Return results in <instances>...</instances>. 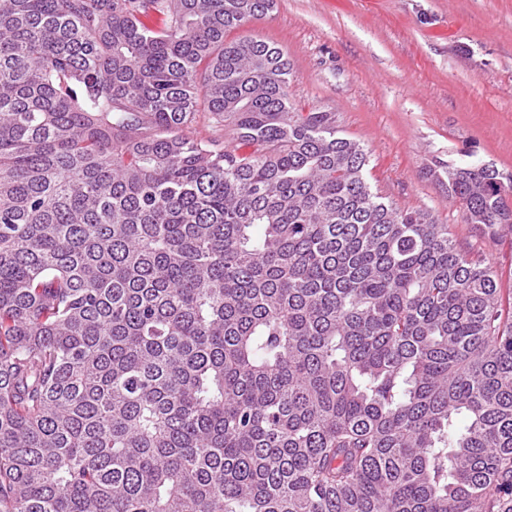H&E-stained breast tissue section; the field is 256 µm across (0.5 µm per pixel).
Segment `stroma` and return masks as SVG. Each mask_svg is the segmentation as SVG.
Wrapping results in <instances>:
<instances>
[{
  "label": "stroma",
  "mask_w": 512,
  "mask_h": 512,
  "mask_svg": "<svg viewBox=\"0 0 512 512\" xmlns=\"http://www.w3.org/2000/svg\"><path fill=\"white\" fill-rule=\"evenodd\" d=\"M240 32L279 47L291 101L335 111L371 154V185L438 216L512 301V236L483 237L427 175L471 158L512 174V0H278Z\"/></svg>",
  "instance_id": "stroma-1"
}]
</instances>
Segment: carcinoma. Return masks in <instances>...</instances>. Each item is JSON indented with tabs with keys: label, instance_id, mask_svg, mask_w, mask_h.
Here are the masks:
<instances>
[{
	"label": "carcinoma",
	"instance_id": "carcinoma-1",
	"mask_svg": "<svg viewBox=\"0 0 512 512\" xmlns=\"http://www.w3.org/2000/svg\"><path fill=\"white\" fill-rule=\"evenodd\" d=\"M275 6L0 0V512H512L497 273L225 40ZM188 132L194 137L217 140L224 144V128L215 126L206 112L198 113Z\"/></svg>",
	"mask_w": 512,
	"mask_h": 512
}]
</instances>
